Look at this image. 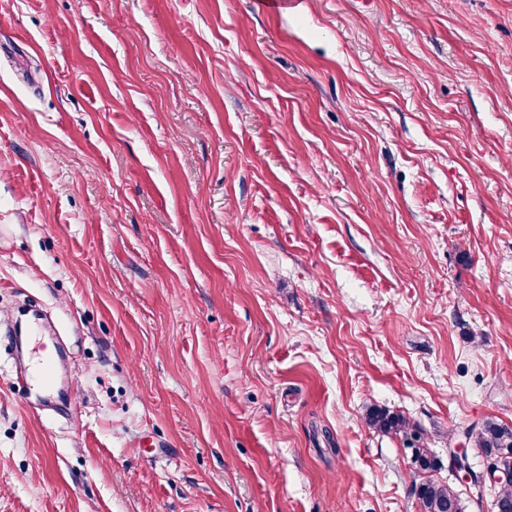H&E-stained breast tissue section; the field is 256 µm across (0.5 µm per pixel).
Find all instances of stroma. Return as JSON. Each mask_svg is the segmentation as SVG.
<instances>
[{
    "instance_id": "35a3bbf8",
    "label": "stroma",
    "mask_w": 512,
    "mask_h": 512,
    "mask_svg": "<svg viewBox=\"0 0 512 512\" xmlns=\"http://www.w3.org/2000/svg\"><path fill=\"white\" fill-rule=\"evenodd\" d=\"M0 512H422L512 425V0H0ZM46 361L39 358L35 364L29 365L27 370L16 378L17 386L23 389L26 394H29L32 390H42L44 387L50 386L46 374ZM364 420L371 429L402 437L407 442L406 447L412 449L411 462L416 471L430 473L438 469L437 458L431 448H428L418 430L402 415L390 413L384 408L371 407ZM465 435L472 439L477 448L483 451L486 462L495 459L502 466L512 468V456L500 457L496 453L501 448H512V427L500 424L492 419L485 420L480 426H471ZM413 491L420 500L424 512H462L456 493L434 479L415 483Z\"/></svg>"
}]
</instances>
